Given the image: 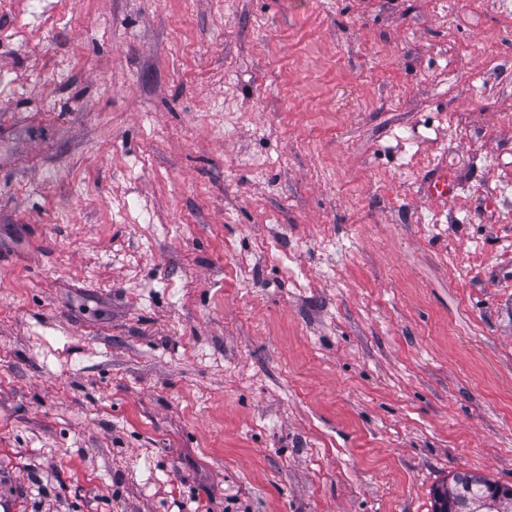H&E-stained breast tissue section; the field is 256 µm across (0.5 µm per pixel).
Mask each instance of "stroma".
Listing matches in <instances>:
<instances>
[{
    "instance_id": "stroma-1",
    "label": "stroma",
    "mask_w": 512,
    "mask_h": 512,
    "mask_svg": "<svg viewBox=\"0 0 512 512\" xmlns=\"http://www.w3.org/2000/svg\"><path fill=\"white\" fill-rule=\"evenodd\" d=\"M491 2L0 0V496L432 512L455 473L512 485Z\"/></svg>"
}]
</instances>
